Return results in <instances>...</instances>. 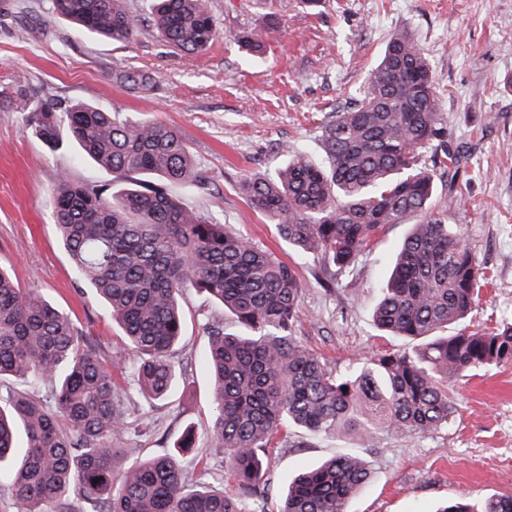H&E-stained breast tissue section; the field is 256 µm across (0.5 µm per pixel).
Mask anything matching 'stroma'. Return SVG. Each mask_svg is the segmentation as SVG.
I'll use <instances>...</instances> for the list:
<instances>
[{"label": "stroma", "instance_id": "obj_1", "mask_svg": "<svg viewBox=\"0 0 512 512\" xmlns=\"http://www.w3.org/2000/svg\"><path fill=\"white\" fill-rule=\"evenodd\" d=\"M136 21L127 43L104 41L54 17L48 0H0V267L18 287L67 314L112 359V375L131 399V435L141 457L170 452L185 430L205 436L213 394L202 365L207 325L232 316L206 294L181 297L185 330L175 358L180 374L167 399L141 398L129 350L105 305L75 281L61 247L49 194L60 176L79 184L124 187L117 174L82 158L74 145L48 148L9 102L19 89L64 108L82 101L122 118L173 129L207 178L206 189L169 191L211 221L296 264L302 285L298 340L338 374L360 362L411 348L380 332L372 309L389 256L407 225L379 229L353 271L323 260L295 261L275 224L241 191L245 178L282 168L285 147L325 163L321 131L334 112L357 102L390 36L410 30L425 49L450 139L467 153L454 177L438 174L433 209L460 227L488 282L466 325L512 322V0H208L217 24L211 48L188 55L168 46L148 20L149 0H125ZM261 34L265 50L247 56L237 36ZM158 76L148 91L117 82L118 69ZM458 202L449 205V194ZM448 425L425 437L387 432L361 450L369 482L347 512H438L448 500L512 493V364L465 373ZM348 435L291 426L266 455L283 486L297 470L356 449Z\"/></svg>", "mask_w": 512, "mask_h": 512}]
</instances>
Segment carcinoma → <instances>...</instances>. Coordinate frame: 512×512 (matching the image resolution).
Masks as SVG:
<instances>
[{
    "label": "carcinoma",
    "mask_w": 512,
    "mask_h": 512,
    "mask_svg": "<svg viewBox=\"0 0 512 512\" xmlns=\"http://www.w3.org/2000/svg\"><path fill=\"white\" fill-rule=\"evenodd\" d=\"M151 2L162 41L189 53L210 47L216 24L207 0ZM50 8L114 42L131 40L136 30L122 0H50ZM238 42L253 55L264 49L257 33ZM116 79L139 90L155 83L136 69ZM10 100L45 143L65 137L100 168L131 179L114 194L110 185H76L63 176L49 203L76 278L103 299L128 339L133 381L145 399L162 400L175 384L183 292L208 295L238 326L228 333L213 322L205 355L215 406L206 443L227 450L218 491L205 486L206 467L194 481L184 472L181 455L198 447L190 429L174 452L139 458L135 442L124 439L129 407L109 358L71 318L0 268V382L11 381L0 390V464H8L0 491L15 512H263L272 491L265 448L281 428L345 431L368 447L382 428L426 436L448 425L454 378L512 363V323L461 326L485 276L462 231L432 211L436 175L419 158L438 149V167L450 173L464 151L448 140L430 61L410 33L391 36L364 97L324 125L326 164L291 148L275 175L241 186L297 256L317 255L339 270L355 265L379 228L414 220L373 319L378 329L420 344L344 375L328 371L293 333L302 295L294 264L169 193L168 184H203L176 133L86 103L61 110L22 92ZM36 387L44 396L33 397ZM370 474L354 452L303 469L284 488L279 512H346ZM441 512H512V496L465 499Z\"/></svg>",
    "instance_id": "1"
}]
</instances>
